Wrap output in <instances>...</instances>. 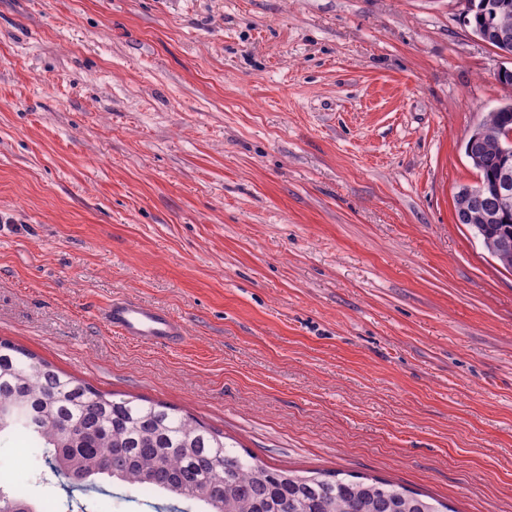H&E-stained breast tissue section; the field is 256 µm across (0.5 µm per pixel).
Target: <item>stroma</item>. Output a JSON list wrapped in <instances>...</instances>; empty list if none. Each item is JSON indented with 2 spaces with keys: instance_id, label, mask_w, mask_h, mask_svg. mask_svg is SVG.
<instances>
[{
  "instance_id": "obj_1",
  "label": "stroma",
  "mask_w": 512,
  "mask_h": 512,
  "mask_svg": "<svg viewBox=\"0 0 512 512\" xmlns=\"http://www.w3.org/2000/svg\"><path fill=\"white\" fill-rule=\"evenodd\" d=\"M463 0H0V338L280 469L512 512V272L455 196L512 68ZM129 297L184 344L110 328ZM58 512L161 497L47 476Z\"/></svg>"
}]
</instances>
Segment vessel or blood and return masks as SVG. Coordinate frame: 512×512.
I'll use <instances>...</instances> for the list:
<instances>
[{"label": "vessel or blood", "mask_w": 512, "mask_h": 512, "mask_svg": "<svg viewBox=\"0 0 512 512\" xmlns=\"http://www.w3.org/2000/svg\"><path fill=\"white\" fill-rule=\"evenodd\" d=\"M102 316L108 325L143 344L176 345L186 339L183 324L167 311L129 298L114 299Z\"/></svg>", "instance_id": "1"}]
</instances>
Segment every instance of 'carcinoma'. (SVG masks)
Masks as SVG:
<instances>
[{
	"label": "carcinoma",
	"instance_id": "1",
	"mask_svg": "<svg viewBox=\"0 0 512 512\" xmlns=\"http://www.w3.org/2000/svg\"><path fill=\"white\" fill-rule=\"evenodd\" d=\"M464 25L512 54V0H469ZM484 143L473 165L482 199L495 208L494 181L503 166L497 139L512 128V104L479 124ZM483 246L512 271V210L492 224H473ZM22 436L42 449L48 468L95 488L100 479L131 490L150 488L201 503L205 512H454L448 505L377 478L309 475L267 466L224 442V433L167 403L102 393L29 350L0 339V437ZM0 512H39L0 487Z\"/></svg>",
	"mask_w": 512,
	"mask_h": 512
}]
</instances>
